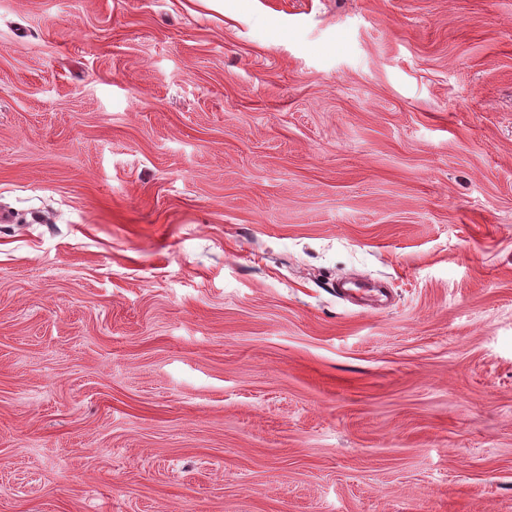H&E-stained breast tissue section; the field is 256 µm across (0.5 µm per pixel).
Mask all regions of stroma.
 Listing matches in <instances>:
<instances>
[{
  "label": "stroma",
  "instance_id": "obj_1",
  "mask_svg": "<svg viewBox=\"0 0 512 512\" xmlns=\"http://www.w3.org/2000/svg\"><path fill=\"white\" fill-rule=\"evenodd\" d=\"M0 512H512V0H0Z\"/></svg>",
  "mask_w": 512,
  "mask_h": 512
}]
</instances>
